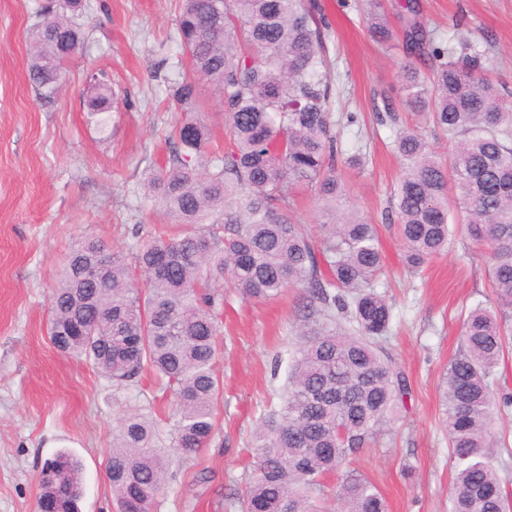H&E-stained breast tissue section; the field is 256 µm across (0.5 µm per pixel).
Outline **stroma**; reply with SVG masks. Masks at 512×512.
I'll return each mask as SVG.
<instances>
[{
  "label": "stroma",
  "instance_id": "stroma-1",
  "mask_svg": "<svg viewBox=\"0 0 512 512\" xmlns=\"http://www.w3.org/2000/svg\"><path fill=\"white\" fill-rule=\"evenodd\" d=\"M335 31L333 113L344 155L364 152L363 167L344 168L351 201L376 224L385 255L378 290L395 315L388 348L411 393L379 443L363 448L353 468L384 496L388 512H448L455 463L441 427L442 374L459 348L461 313L490 304L485 256L462 233L422 272L403 262L388 199L401 174L391 149L398 129L422 131L447 156L451 144L425 117L399 111L381 119L383 98H398L409 54L398 32L402 0H384L397 35L378 44L353 0H316ZM420 20L444 39L463 19L473 42L491 37L488 77L504 86L512 110V0H416ZM63 0H0V512H37L38 473L57 452L83 465L81 512H117L106 477L112 430L135 403L91 367L61 355L47 334L50 295L70 246L89 237L133 256L145 231L167 219L147 197V177L165 153L179 115L168 97L184 61L175 20L179 0H86L73 21L85 37L82 54L47 103L28 80L30 35L45 8ZM103 72L111 112L87 108L89 80ZM356 122H347V114ZM299 289L268 301L225 290L214 370L224 381L212 444L197 454L171 452L168 493L154 512H239L229 495L250 473L253 433L276 409L287 378L276 357H289L302 319Z\"/></svg>",
  "mask_w": 512,
  "mask_h": 512
}]
</instances>
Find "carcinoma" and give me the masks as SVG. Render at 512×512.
<instances>
[{"label":"carcinoma","mask_w":512,"mask_h":512,"mask_svg":"<svg viewBox=\"0 0 512 512\" xmlns=\"http://www.w3.org/2000/svg\"><path fill=\"white\" fill-rule=\"evenodd\" d=\"M411 52L429 62L431 82L412 65L400 71L403 105L425 115L454 141L448 161L421 133L402 129L393 149L402 173L390 193L404 261L418 272L448 248L451 212L461 232L488 253L494 307L480 304L462 323L461 347L441 384L444 427L455 461L451 512H512V491L493 459L507 447L491 432L512 407L495 395L497 368L512 347V111L484 75L487 52L465 37L450 47L406 4ZM368 32L388 43L393 32L383 0H360ZM177 35L189 73L171 89L181 120L166 137L164 164L148 179L151 198L181 226L144 241L134 274L99 240L70 248L51 297L48 335L63 355L84 361L118 388L145 371L172 389L175 447H207L223 381L213 370L220 288L245 299L303 290L305 329L288 363L279 409L257 428L256 466L237 493L241 512H322V478L348 462L397 416L409 384L383 345L392 306L376 291L384 256L376 226L348 199L333 120L331 23L312 0H181ZM29 79L49 98L84 37L65 14L47 15L32 33ZM222 93L229 136L221 150L195 105L199 81ZM108 83L96 80L88 105L111 106ZM314 194L317 232L291 215L292 192ZM68 478L41 480L39 508L79 512L82 467L63 450ZM119 512H153L165 490V463L151 406L125 413L112 431L106 469ZM342 512H386L376 486L349 473L337 492Z\"/></svg>","instance_id":"cac0c4a2"}]
</instances>
